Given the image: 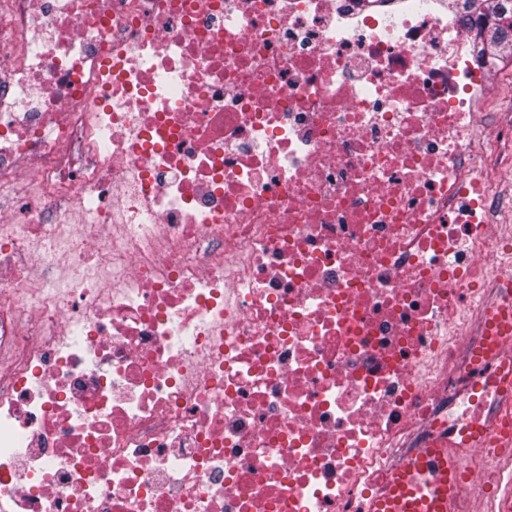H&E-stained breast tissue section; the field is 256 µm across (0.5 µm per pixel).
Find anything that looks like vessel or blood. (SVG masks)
Masks as SVG:
<instances>
[{"label":"vessel or blood","mask_w":512,"mask_h":512,"mask_svg":"<svg viewBox=\"0 0 512 512\" xmlns=\"http://www.w3.org/2000/svg\"><path fill=\"white\" fill-rule=\"evenodd\" d=\"M459 458L444 448H428L399 468L378 512H450L460 476Z\"/></svg>","instance_id":"obj_1"}]
</instances>
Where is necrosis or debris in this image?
<instances>
[{
  "instance_id": "1",
  "label": "necrosis or debris",
  "mask_w": 512,
  "mask_h": 512,
  "mask_svg": "<svg viewBox=\"0 0 512 512\" xmlns=\"http://www.w3.org/2000/svg\"><path fill=\"white\" fill-rule=\"evenodd\" d=\"M495 25L0 0V512H375L423 448L452 512H504Z\"/></svg>"
}]
</instances>
